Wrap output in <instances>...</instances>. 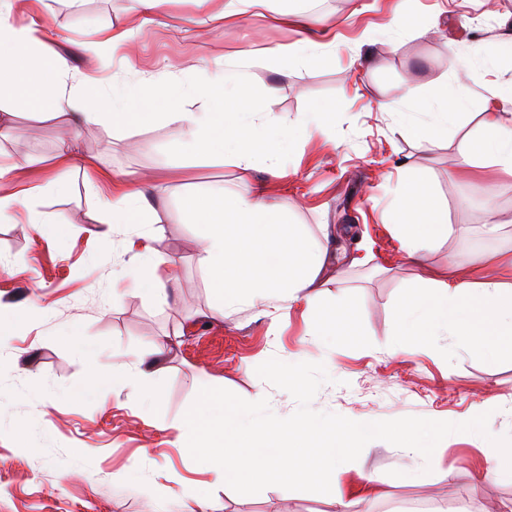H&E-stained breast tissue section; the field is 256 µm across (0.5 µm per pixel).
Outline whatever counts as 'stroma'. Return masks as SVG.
I'll return each mask as SVG.
<instances>
[{"label":"stroma","instance_id":"obj_1","mask_svg":"<svg viewBox=\"0 0 512 512\" xmlns=\"http://www.w3.org/2000/svg\"><path fill=\"white\" fill-rule=\"evenodd\" d=\"M44 19L48 50H64L74 66L98 72L105 83L135 82L136 72L180 69L184 59L233 62L244 50L291 45L309 38L339 39L336 55L316 66L293 65L273 73L252 68L256 86H275L265 99L266 118L296 123L317 103L333 108L326 129L301 140L298 156L279 175L264 161L243 170L220 160L185 161L175 129L164 122L81 132L62 117L20 112L0 132V160L29 156L35 176L58 180L64 192L34 199L56 224L44 238L27 224L0 223V302L36 306L32 320L13 325L0 348V512H336L333 494L270 486L254 495L225 492L207 464L174 447L185 411L199 390L221 387L240 397L268 399L278 417L298 404L261 379L256 368L270 358L324 362L330 377L311 402L313 410L357 420L407 416L464 422L490 415L492 435L512 433V356L485 360L477 347L453 336L412 353L390 348L398 303L416 280L449 262L488 269L489 255L512 250V225L491 233L487 209L512 215V179L483 180L458 173L461 151L475 150L485 113L506 108L494 94L512 81V57H497L500 38L512 34V0H300L306 29L275 23L247 0H167L168 12L187 18L185 29L155 25L134 31L132 68L109 52L83 56L82 42L98 30L132 28L134 0H48ZM241 15L231 35L212 29L211 10ZM434 19L419 37L392 30L393 8ZM362 64L351 67L352 58ZM493 65H486V58ZM480 67L478 79L467 76ZM449 82L469 99L467 112L442 142L417 143L396 127L391 106L414 87L428 96ZM77 142L79 155L100 171L155 175L160 202L144 230L159 253L174 261L173 293L145 299L118 291L113 273L128 263L120 235L101 239L103 213L81 165L55 166L62 140ZM423 173L448 206V238L414 262L390 229L391 192L403 170ZM221 182L236 190L267 184L276 202L311 239L333 226L330 252L341 255L338 282L328 283L316 308L344 289L356 304L357 338L323 357L321 339L307 335L303 308L286 313L278 334L258 308L240 306L229 317L209 318L213 292L196 262L202 227L183 213L185 197L199 183ZM354 254L366 265L348 263ZM167 338L165 355L148 386L129 378L113 388V365L151 361ZM102 384L84 391L91 375ZM486 438L454 433L436 447L425 481L409 484L399 473L410 460L402 448L369 442L338 477L342 493H355L360 477L378 475L376 492L361 512H485L488 501L512 506V481L488 477L494 465Z\"/></svg>","mask_w":512,"mask_h":512}]
</instances>
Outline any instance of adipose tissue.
<instances>
[{"label":"adipose tissue","mask_w":512,"mask_h":512,"mask_svg":"<svg viewBox=\"0 0 512 512\" xmlns=\"http://www.w3.org/2000/svg\"><path fill=\"white\" fill-rule=\"evenodd\" d=\"M23 7L30 11L31 20L19 25L15 15ZM46 7V0H0V129L8 127L21 111L63 115L87 133L107 122L122 127L157 119L176 128L185 156L219 158L243 169L261 156L276 173L283 155L294 149L301 133L312 125H326L330 118L331 105L319 103L311 110V122H300L298 131L273 130L263 116L250 70L258 64L274 68L315 65L335 54V42L304 39L287 47L246 51L227 66L192 58L183 72L149 76L130 86L112 88L110 95L104 96L95 91L90 76L74 68L66 56L47 51L42 22ZM185 72L193 73L192 86L182 83ZM190 92L204 97L200 110L173 107L155 114L144 109L149 100L164 94L180 97ZM402 99L408 108L399 112L398 124L416 142L447 138L467 107L465 96L444 82L430 97H420L410 88ZM28 165L25 159L0 163V222H15V213L21 208L26 223L50 238L55 234L50 219L31 205L48 186L23 183L20 172ZM456 166L464 173L492 167L512 176V113H486L479 154H461ZM89 183L114 228L152 222L156 208L151 201L150 177L93 175ZM185 210L193 223L205 227L197 257L219 301V313L248 304L275 321L291 304H313L319 288L332 279L327 248L303 237L265 187L234 191L215 184L189 197ZM391 226L408 258L415 260L421 251L447 237L448 214L436 202L429 184L406 172L395 190ZM292 242L301 246L297 271L285 274L271 265L263 274L247 273L248 261L277 256ZM124 250L130 261L120 277L133 292L156 299L176 285L175 264L158 260L150 235L126 238ZM468 273V268L452 264L427 273L409 289L407 302L395 316L393 351L409 353L434 337L448 335L477 345L492 363L512 355V289L496 279L469 283ZM353 309L346 294H337L335 308L314 325L313 335L357 336Z\"/></svg>","instance_id":"obj_1"}]
</instances>
